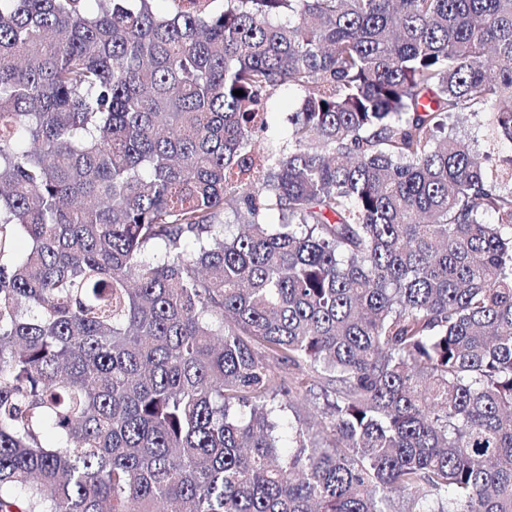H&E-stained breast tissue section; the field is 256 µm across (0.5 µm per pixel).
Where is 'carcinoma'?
I'll use <instances>...</instances> for the list:
<instances>
[{
    "mask_svg": "<svg viewBox=\"0 0 512 512\" xmlns=\"http://www.w3.org/2000/svg\"><path fill=\"white\" fill-rule=\"evenodd\" d=\"M486 112L512 0H0V512H512ZM299 107V97L296 93L279 91L272 98L271 129L268 135L282 139L288 132V113L295 112ZM487 120L486 117L483 118H470L468 120H465L463 123L459 124L457 128V133L462 139L472 142L474 140H478L479 147H476V149L479 150L480 153L484 150V143H483V137L486 133H488L487 129ZM290 377H299V379H308L307 386L308 392L301 391L300 396L295 400L294 408L289 411V418L291 421H299L306 426L313 428V431L321 430L320 422L324 407L323 395L320 384L311 382L310 376L306 372L290 368L288 370ZM292 373V374H291ZM311 388V391H310Z\"/></svg>",
    "mask_w": 512,
    "mask_h": 512,
    "instance_id": "1",
    "label": "carcinoma"
}]
</instances>
